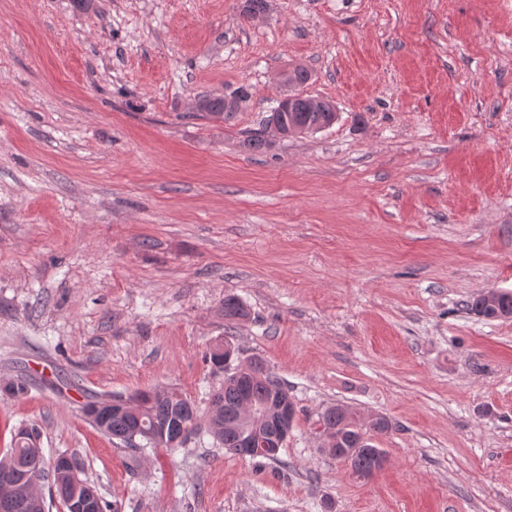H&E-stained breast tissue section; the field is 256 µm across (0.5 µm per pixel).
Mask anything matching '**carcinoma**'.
I'll use <instances>...</instances> for the list:
<instances>
[{
    "label": "carcinoma",
    "mask_w": 512,
    "mask_h": 512,
    "mask_svg": "<svg viewBox=\"0 0 512 512\" xmlns=\"http://www.w3.org/2000/svg\"><path fill=\"white\" fill-rule=\"evenodd\" d=\"M314 98L296 96L290 112H271L266 124L277 121L283 128L292 124L318 132L330 127L337 118L335 112H325L311 107ZM197 111L216 118L230 119L235 111L226 107L223 96H204L199 99ZM472 310L486 319L512 317V294L497 299L477 298ZM247 316L242 302L234 297L224 298V318L239 320ZM128 400L144 406L140 413L133 408L103 407L97 415L90 409L95 406L91 401L85 406V414L100 432L129 443L132 438H140L150 446L155 443L148 438L154 429L166 432L171 439L179 435L181 426L192 425L201 420L198 407L188 398L180 397L175 390L153 389L138 391ZM249 400L257 405H275L288 401V389L275 373L261 374L254 369L242 373L239 377L224 379V387L211 397L209 406L213 408L210 431L224 445V449L236 455L252 459L262 457L277 459V454L260 455L244 448L246 429L241 419L242 402ZM322 434L335 439V447L329 454L338 460L350 464L359 475L367 477L373 474L375 465L374 448L365 435L371 430L377 434L387 432L390 421L378 415L363 421L357 410L346 406H331L319 419ZM49 477L52 487L64 506H70L90 494L94 495L93 506L89 512H110V504L99 493L96 486L88 480L74 479L66 470H55L52 459L44 456L38 433L33 430H21L15 434L13 447L0 458V512H46V503L38 491V481Z\"/></svg>",
    "instance_id": "1"
}]
</instances>
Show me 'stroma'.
Masks as SVG:
<instances>
[{"label":"stroma","mask_w":512,"mask_h":512,"mask_svg":"<svg viewBox=\"0 0 512 512\" xmlns=\"http://www.w3.org/2000/svg\"><path fill=\"white\" fill-rule=\"evenodd\" d=\"M242 2L0 0V456L36 427L116 512H512V318L470 309L512 293V0ZM291 65L336 123L249 148ZM225 339L288 388L277 460L85 418L207 410ZM332 405L390 420L371 476L323 451ZM227 97L237 98L241 102V105L236 110L227 109L225 100ZM247 98L248 94L244 89H239L238 91H234L224 96H203L198 99L200 106L197 108V111L206 112L207 115L228 120L235 115V112H240L242 104L247 100ZM177 393L175 390L153 389L138 391L125 398L137 405L142 404L145 407L144 413L135 411L133 408L102 407L94 416L89 409L99 403L98 401L89 402L84 411L100 432L111 438L119 439L126 445H129L132 438L139 437L146 442L145 446L153 447L156 443L152 442L147 434L154 429L161 432L165 430L167 442L158 444L167 447L169 439L176 437L173 440L175 445L189 434V429L181 431L182 425L195 423L194 432L199 425L198 421L201 420L198 407L182 394L179 398Z\"/></svg>","instance_id":"1"}]
</instances>
